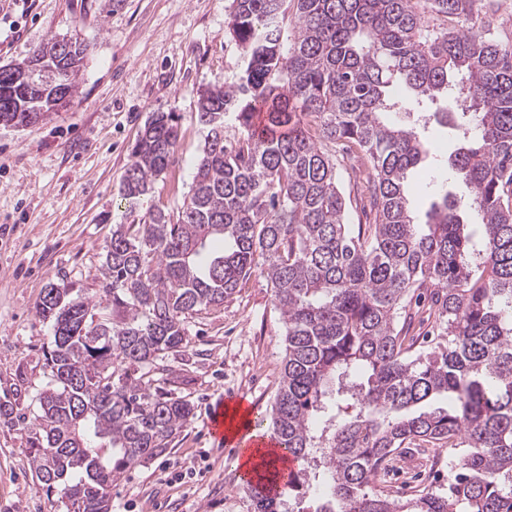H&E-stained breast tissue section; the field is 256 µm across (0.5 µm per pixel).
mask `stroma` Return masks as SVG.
I'll list each match as a JSON object with an SVG mask.
<instances>
[{
  "instance_id": "stroma-1",
  "label": "stroma",
  "mask_w": 512,
  "mask_h": 512,
  "mask_svg": "<svg viewBox=\"0 0 512 512\" xmlns=\"http://www.w3.org/2000/svg\"><path fill=\"white\" fill-rule=\"evenodd\" d=\"M231 0H0V66L26 58L49 36L86 47L74 101L46 120L0 124V512H63L37 481L28 450L45 387L53 327L36 312L52 283L99 299L102 264L116 224L148 222L187 197L206 131L197 119L201 90L231 87L246 68L228 29ZM178 117L167 169L136 208L122 179L147 119ZM467 197L448 176L419 170L409 183L416 223L441 189ZM186 344L158 366L173 397L193 403V418L165 453L125 473L112 512H250L231 458L234 446L209 437L212 405L237 396L270 419L284 357L285 328L265 276L253 273L223 305L184 321Z\"/></svg>"
}]
</instances>
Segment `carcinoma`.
I'll return each mask as SVG.
<instances>
[{
	"label": "carcinoma",
	"mask_w": 512,
	"mask_h": 512,
	"mask_svg": "<svg viewBox=\"0 0 512 512\" xmlns=\"http://www.w3.org/2000/svg\"><path fill=\"white\" fill-rule=\"evenodd\" d=\"M475 2L232 0L247 66L235 88L199 93L207 135L188 198L115 225L99 301L50 284L37 306L54 336L31 463L66 512H111L114 482L167 450L194 405L144 370L181 352L187 315L255 271L285 327L269 432L297 469L276 495L248 490L251 512H290V500L302 512H512V44L468 26ZM83 58L52 36L0 70V122L28 126L72 103L60 70ZM34 62L36 90L23 78ZM423 103L458 131L448 167L470 197L443 194L417 224L406 183L432 150L411 119ZM178 137L173 113H152L125 199L147 194ZM353 149L371 224L351 222L337 180L336 156ZM418 291L441 330L427 351L410 335ZM422 443L455 450L448 486L376 488Z\"/></svg>",
	"instance_id": "cac0c4a2"
}]
</instances>
